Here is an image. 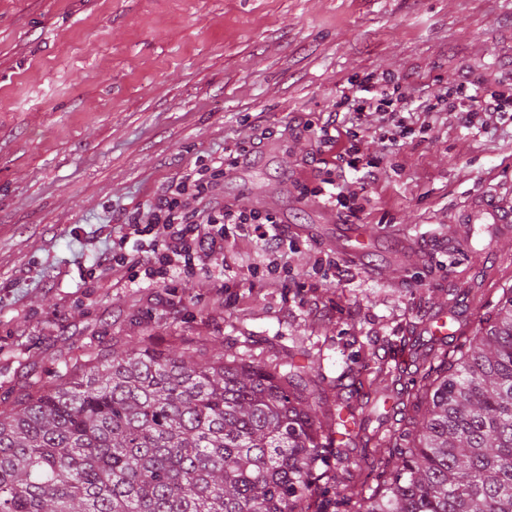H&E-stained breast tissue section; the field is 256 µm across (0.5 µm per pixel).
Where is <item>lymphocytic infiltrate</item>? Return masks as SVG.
<instances>
[{
	"label": "lymphocytic infiltrate",
	"instance_id": "1",
	"mask_svg": "<svg viewBox=\"0 0 512 512\" xmlns=\"http://www.w3.org/2000/svg\"><path fill=\"white\" fill-rule=\"evenodd\" d=\"M411 105L399 80L388 73L370 71L349 80L335 110L320 127L317 140L320 151L331 153L335 169L354 173L358 189L351 193L332 191L326 200L328 206L354 217L372 201L379 176L376 162L363 158L362 146L367 139L380 133L399 142L426 138L432 127L430 118L437 114L467 129L510 117L512 82L492 85L481 78L461 81L426 104V119L416 127L404 118ZM214 187L213 176L203 168L169 182L161 194L121 225L111 252L100 256L99 267L116 273L132 269L126 251L131 243L152 260L144 270L146 278L159 282L179 266L223 253L225 242H243L256 233L271 251L280 249L278 221L273 214L234 209L213 197Z\"/></svg>",
	"mask_w": 512,
	"mask_h": 512
}]
</instances>
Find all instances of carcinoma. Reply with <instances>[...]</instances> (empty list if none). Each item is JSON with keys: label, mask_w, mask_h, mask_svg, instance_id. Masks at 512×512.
I'll return each mask as SVG.
<instances>
[{"label": "carcinoma", "mask_w": 512, "mask_h": 512, "mask_svg": "<svg viewBox=\"0 0 512 512\" xmlns=\"http://www.w3.org/2000/svg\"><path fill=\"white\" fill-rule=\"evenodd\" d=\"M377 376L425 409L385 429L363 478L350 404L317 392L306 365L148 346L77 358L0 411V512H310L315 497L316 512H512V289L454 354Z\"/></svg>", "instance_id": "obj_1"}]
</instances>
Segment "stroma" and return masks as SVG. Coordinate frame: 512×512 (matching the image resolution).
I'll list each match as a JSON object with an SVG mask.
<instances>
[{"label": "stroma", "instance_id": "1", "mask_svg": "<svg viewBox=\"0 0 512 512\" xmlns=\"http://www.w3.org/2000/svg\"><path fill=\"white\" fill-rule=\"evenodd\" d=\"M374 69L425 93L510 75L512 0H0V407L146 345L305 364L326 395L378 400L368 430L394 422L375 368L412 373L458 342L431 320L472 324L512 288V229L472 213L512 204V120L368 142L374 202L327 212L312 129ZM203 165L225 202L277 217V255L255 238L165 283L95 272L117 224Z\"/></svg>", "mask_w": 512, "mask_h": 512}]
</instances>
